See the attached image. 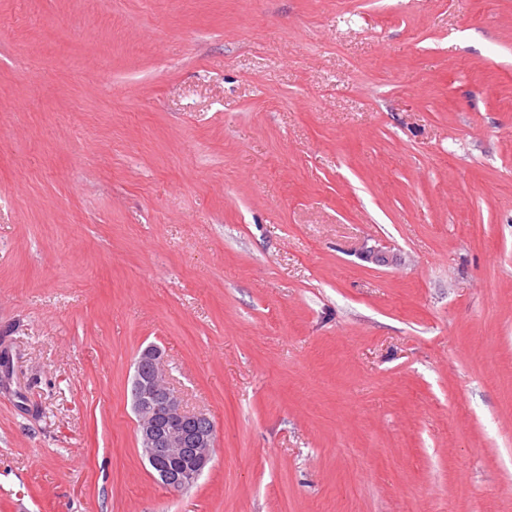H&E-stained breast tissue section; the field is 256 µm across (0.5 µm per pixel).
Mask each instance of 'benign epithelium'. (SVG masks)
Here are the masks:
<instances>
[{
  "label": "benign epithelium",
  "mask_w": 512,
  "mask_h": 512,
  "mask_svg": "<svg viewBox=\"0 0 512 512\" xmlns=\"http://www.w3.org/2000/svg\"><path fill=\"white\" fill-rule=\"evenodd\" d=\"M131 399L143 457L169 491L186 489L213 458L212 419L184 409L165 380L163 356L154 346L136 362Z\"/></svg>",
  "instance_id": "1"
}]
</instances>
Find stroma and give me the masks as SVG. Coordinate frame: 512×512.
Listing matches in <instances>:
<instances>
[{
    "instance_id": "35a3bbf8",
    "label": "stroma",
    "mask_w": 512,
    "mask_h": 512,
    "mask_svg": "<svg viewBox=\"0 0 512 512\" xmlns=\"http://www.w3.org/2000/svg\"><path fill=\"white\" fill-rule=\"evenodd\" d=\"M0 354V512H512V0H0ZM131 399L143 457L169 491L185 490L213 458L212 419L184 409L165 380L163 356L154 346L143 350L136 362ZM186 460L192 463L190 469Z\"/></svg>"
}]
</instances>
